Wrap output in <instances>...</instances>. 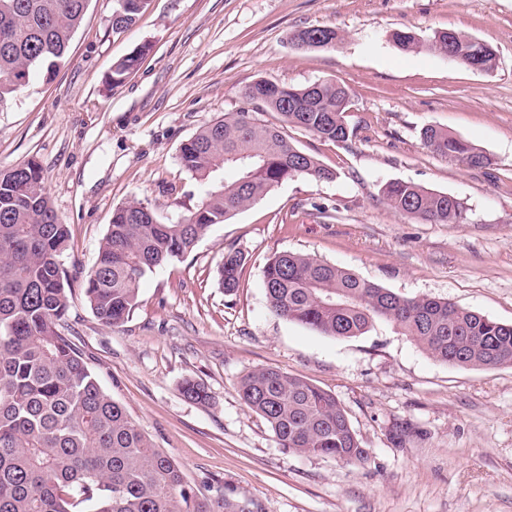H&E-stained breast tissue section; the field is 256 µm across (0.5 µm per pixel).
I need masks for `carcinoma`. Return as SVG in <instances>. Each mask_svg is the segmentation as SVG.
<instances>
[{
  "label": "carcinoma",
  "instance_id": "1",
  "mask_svg": "<svg viewBox=\"0 0 512 512\" xmlns=\"http://www.w3.org/2000/svg\"><path fill=\"white\" fill-rule=\"evenodd\" d=\"M112 29L132 26L148 0H116ZM87 0H0V105L26 85L36 67L54 70L64 59ZM308 48L333 46L329 27L294 32ZM440 56L462 53L490 70L493 48L467 35L440 31L426 45ZM148 50L143 45L112 66L109 85L123 83ZM260 112L226 114L182 143L181 166L206 186L198 208L165 222L132 202L113 210L96 261L84 282L94 315L124 324L136 308L144 276L184 256L211 226L222 224L279 183L296 176L318 180L333 172L297 148L288 129L344 142L349 88L325 81L294 87L260 79L246 90ZM421 139L433 153L468 168L491 158L459 135L429 125ZM234 171L230 180L219 178ZM388 205L432 224H459L464 208L454 197L415 184H386ZM68 225L56 214L34 160L0 170V512H251L221 489L201 498L177 464L155 448L125 409L100 386L65 335L71 279L64 267ZM242 253L229 251L219 266L225 292L238 285ZM272 312L326 336H359L377 320L393 323L434 359L461 368L512 366V328L478 312L433 297L407 298L307 254L282 253L264 269ZM189 401L210 395L194 379L181 384ZM244 403L271 427L279 444L300 453L351 463L367 457L336 397L303 378L260 368L238 386Z\"/></svg>",
  "mask_w": 512,
  "mask_h": 512
}]
</instances>
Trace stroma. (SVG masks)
Here are the masks:
<instances>
[{"label":"stroma","mask_w":512,"mask_h":512,"mask_svg":"<svg viewBox=\"0 0 512 512\" xmlns=\"http://www.w3.org/2000/svg\"><path fill=\"white\" fill-rule=\"evenodd\" d=\"M113 8L88 0L64 62L35 69L0 107V169L38 162L70 230L65 334L102 388L195 492L224 488L252 512H512V366L442 363L383 320L356 337L322 335L274 314L263 282L275 255L309 254L399 295L512 323V0H150L121 32ZM317 26L340 40L322 50L290 43ZM448 29L492 46L494 69L392 41ZM142 46L136 70L108 85L113 64ZM260 79L348 86L347 141L288 131L333 179L273 187L147 274L127 322L102 324L82 284L113 210L139 201L175 219L195 209L205 188L179 148L250 109L245 90ZM428 125L484 150L491 165L431 153L420 136ZM391 181L454 196L466 220L431 224L391 209ZM237 250L244 261L228 294L217 266ZM264 367L335 394L367 460L281 447L238 394L240 378ZM187 379L205 384L209 403L183 397Z\"/></svg>","instance_id":"1"}]
</instances>
